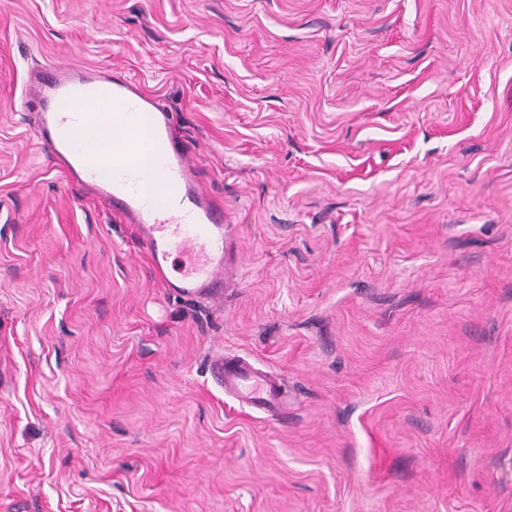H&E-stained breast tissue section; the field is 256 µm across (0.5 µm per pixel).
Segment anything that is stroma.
Wrapping results in <instances>:
<instances>
[{
	"label": "stroma",
	"mask_w": 512,
	"mask_h": 512,
	"mask_svg": "<svg viewBox=\"0 0 512 512\" xmlns=\"http://www.w3.org/2000/svg\"><path fill=\"white\" fill-rule=\"evenodd\" d=\"M46 63L173 112L223 302L38 144ZM0 512H512V0H0ZM210 370L224 386L225 393L247 406L274 416L288 404V394L281 379L243 358H218L212 361Z\"/></svg>",
	"instance_id": "stroma-1"
}]
</instances>
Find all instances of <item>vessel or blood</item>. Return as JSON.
Returning <instances> with one entry per match:
<instances>
[{"instance_id":"vessel-or-blood-1","label":"vessel or blood","mask_w":512,"mask_h":512,"mask_svg":"<svg viewBox=\"0 0 512 512\" xmlns=\"http://www.w3.org/2000/svg\"><path fill=\"white\" fill-rule=\"evenodd\" d=\"M28 97L40 107L36 136L55 163L75 182L123 216L149 259L151 273L170 294L197 301L221 297L233 260L224 206L207 192L190 166L189 152L174 132L172 112L143 95L139 84L120 72L97 73L66 65L50 67L30 83ZM115 104L129 112H150L151 142L138 135L136 123L124 129L125 153L94 157L75 139L85 104ZM155 152L145 169L136 154ZM159 185L172 206L161 211L152 185ZM210 370L225 393L254 409L276 415L288 403L280 378L239 357L212 361Z\"/></svg>"}]
</instances>
